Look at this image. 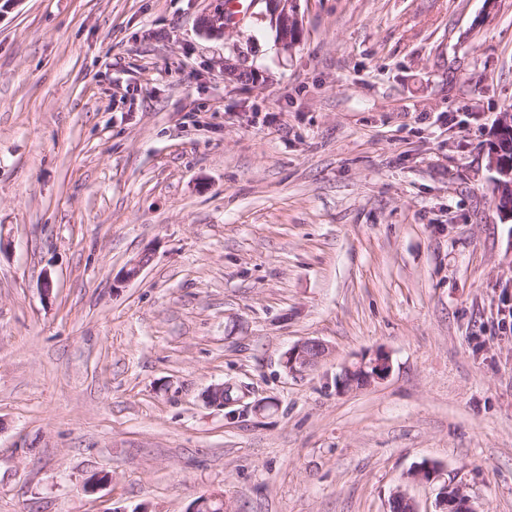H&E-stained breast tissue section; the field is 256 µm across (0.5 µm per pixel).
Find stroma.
<instances>
[{"label":"stroma","instance_id":"stroma-1","mask_svg":"<svg viewBox=\"0 0 512 512\" xmlns=\"http://www.w3.org/2000/svg\"><path fill=\"white\" fill-rule=\"evenodd\" d=\"M223 5L0 0V512H436L426 460L512 512V0H299L290 54ZM229 4H232L233 9L224 14V8L218 12L210 14H204L199 19V27L209 34H220L224 31V18L225 22L236 23L240 21L241 11L239 8L243 6L240 0H227ZM499 150L497 145H493L488 150V168L495 176L493 177V187L497 210L504 222L512 220V168L510 169L507 159L511 166L512 163V134L503 137L499 141ZM329 353L328 346L318 339H307L289 348L282 363L290 374H302L314 369ZM390 369L389 356L381 350L361 356L357 362L345 364L339 376L338 390L367 388L383 380Z\"/></svg>","mask_w":512,"mask_h":512}]
</instances>
